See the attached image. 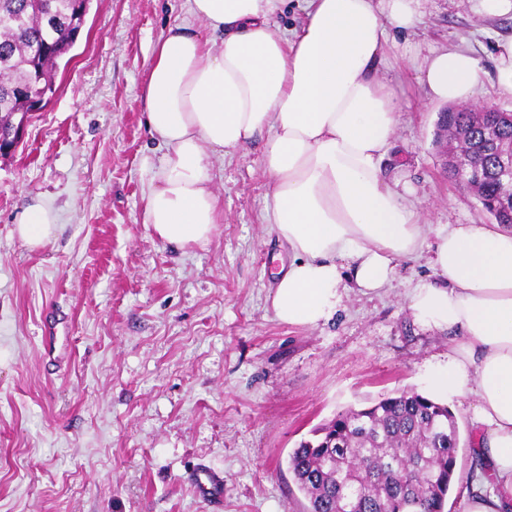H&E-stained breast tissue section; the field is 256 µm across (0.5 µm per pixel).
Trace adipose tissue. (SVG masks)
<instances>
[{
	"instance_id": "adipose-tissue-1",
	"label": "adipose tissue",
	"mask_w": 512,
	"mask_h": 512,
	"mask_svg": "<svg viewBox=\"0 0 512 512\" xmlns=\"http://www.w3.org/2000/svg\"><path fill=\"white\" fill-rule=\"evenodd\" d=\"M192 22L163 31L144 92L163 149L144 221L167 244H206L224 220L215 161L265 135V220L293 259L272 297L276 318L316 326L348 283L390 287L400 260L429 253L435 280L408 294L414 321L455 331L428 371V395L471 398L479 465L464 512H512V228L422 222L409 186L383 172L405 103L383 78L395 32L415 28L420 0H299L306 20L277 31L286 0H188ZM484 70L469 49L430 52L418 67L429 100L477 102ZM57 230L36 203L14 232L35 250Z\"/></svg>"
}]
</instances>
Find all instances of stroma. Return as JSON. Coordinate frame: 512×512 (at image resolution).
Returning a JSON list of instances; mask_svg holds the SVG:
<instances>
[{"label":"stroma","instance_id":"stroma-1","mask_svg":"<svg viewBox=\"0 0 512 512\" xmlns=\"http://www.w3.org/2000/svg\"><path fill=\"white\" fill-rule=\"evenodd\" d=\"M396 34L387 76L409 103L383 161L429 224H488L478 200L442 173L430 102L409 53L464 46L493 73L512 12L474 0H421ZM187 0H91L57 63L53 90L14 153L0 156V512H304L288 455L348 408L426 389L450 331L416 324L406 296L431 278L400 261L390 288L350 291L315 327L279 322L271 294L292 260L265 222L268 176L252 144L216 161L224 222L205 246L175 249L144 224L160 152L145 125L143 82L161 32ZM52 208V241L13 233L34 201ZM55 322L61 360L41 341ZM464 442L455 478L478 460L475 426L450 403ZM224 476L215 510L192 484Z\"/></svg>","mask_w":512,"mask_h":512}]
</instances>
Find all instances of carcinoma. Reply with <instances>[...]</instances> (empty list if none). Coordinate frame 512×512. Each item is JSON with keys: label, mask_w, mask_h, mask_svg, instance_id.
I'll return each instance as SVG.
<instances>
[{"label": "carcinoma", "mask_w": 512, "mask_h": 512, "mask_svg": "<svg viewBox=\"0 0 512 512\" xmlns=\"http://www.w3.org/2000/svg\"><path fill=\"white\" fill-rule=\"evenodd\" d=\"M83 0H0V123L27 111L25 92L52 83L57 60L82 23ZM457 143L443 169L465 186L499 224L512 225V185L498 176L500 154L512 143L507 112L448 113ZM461 434L448 405L414 390L350 408L313 430L289 454L288 465L309 501L306 512H443L454 485Z\"/></svg>", "instance_id": "carcinoma-1"}]
</instances>
